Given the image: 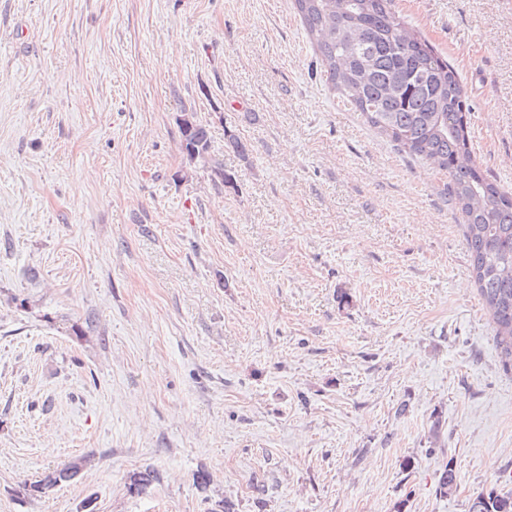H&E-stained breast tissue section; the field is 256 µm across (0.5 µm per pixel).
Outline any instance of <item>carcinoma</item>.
<instances>
[{"instance_id": "obj_1", "label": "carcinoma", "mask_w": 512, "mask_h": 512, "mask_svg": "<svg viewBox=\"0 0 512 512\" xmlns=\"http://www.w3.org/2000/svg\"><path fill=\"white\" fill-rule=\"evenodd\" d=\"M392 0H291L339 103L357 112L400 152L448 176V204L464 224L472 275L491 316L495 338L512 362V194L489 179L473 157L470 108L448 57L410 28ZM182 149L191 161H211L207 125L189 113ZM75 460L30 486L44 493L74 480ZM439 493L457 490L444 468ZM469 512H512V492L475 496Z\"/></svg>"}]
</instances>
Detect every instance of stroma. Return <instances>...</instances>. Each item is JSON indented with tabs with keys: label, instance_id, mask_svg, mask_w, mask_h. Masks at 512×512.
<instances>
[{
	"label": "stroma",
	"instance_id": "obj_1",
	"mask_svg": "<svg viewBox=\"0 0 512 512\" xmlns=\"http://www.w3.org/2000/svg\"><path fill=\"white\" fill-rule=\"evenodd\" d=\"M393 5L512 192V0ZM319 70L290 0H0V512H468L512 490V366L446 178ZM186 107L235 187L183 153ZM82 461L75 460L64 465L62 468L53 471L46 476L43 481L35 482L30 485V491L33 493H45L48 488L61 482H70L74 480L81 472Z\"/></svg>",
	"mask_w": 512,
	"mask_h": 512
}]
</instances>
